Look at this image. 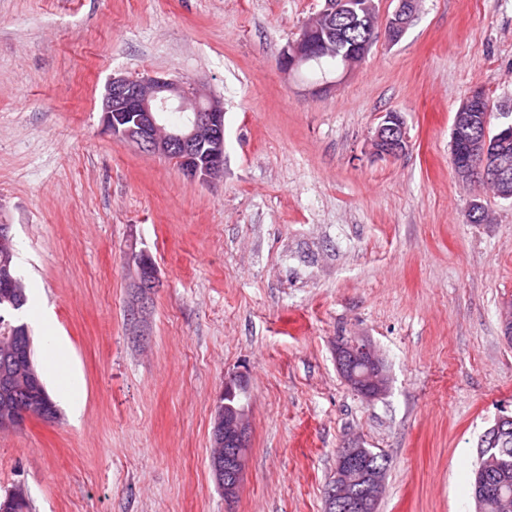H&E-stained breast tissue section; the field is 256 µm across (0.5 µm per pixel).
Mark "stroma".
I'll list each match as a JSON object with an SVG mask.
<instances>
[{
  "label": "stroma",
  "mask_w": 512,
  "mask_h": 512,
  "mask_svg": "<svg viewBox=\"0 0 512 512\" xmlns=\"http://www.w3.org/2000/svg\"><path fill=\"white\" fill-rule=\"evenodd\" d=\"M324 0H0V224L12 227L21 314L50 396L48 335L69 345L80 415L0 431V498L30 512H325L339 448L389 467L377 512H476L485 431L512 415V201L450 163L461 101L512 113V0H422L399 41L315 91L283 49ZM188 82L224 105V174L104 129L112 78ZM408 146L370 155L386 112ZM156 289L126 321L135 256ZM364 336L386 393L342 378L336 342ZM247 387L237 497L210 466L216 406Z\"/></svg>",
  "instance_id": "1"
}]
</instances>
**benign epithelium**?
<instances>
[{"label": "benign epithelium", "mask_w": 512, "mask_h": 512, "mask_svg": "<svg viewBox=\"0 0 512 512\" xmlns=\"http://www.w3.org/2000/svg\"><path fill=\"white\" fill-rule=\"evenodd\" d=\"M412 3L399 0L388 18L386 30L395 32L405 26ZM341 6L328 0L313 20L302 29L299 38L289 43L279 64L292 71L318 60L323 54L324 36L335 32L334 23ZM482 90L472 91L453 116L455 127L466 136L451 142L450 163L455 178L470 183L479 179L497 186L496 196L512 199V156L507 149L512 136V121H503L502 147L497 148L487 134L488 115L478 111L484 102ZM187 112V122L179 129L170 128L164 112L171 108ZM104 125L109 131L124 129L128 141L140 150L165 158H175L182 174L190 181L214 180L224 170V106L215 99H201L190 84L158 77L112 79L103 98ZM406 129L397 112H387L371 139V153L379 158H392L407 147ZM13 246L10 225L0 226V280L5 287L14 283L8 272V258ZM160 286L155 263L144 255L137 261L134 298L128 305L127 322L139 325L148 310L156 288ZM336 362L349 386L367 400L386 391L382 361L374 347L365 339L347 338L336 343ZM29 412L5 410L0 413V429H21ZM511 416L498 418L485 431L487 444L494 446L501 435L509 432ZM213 452L210 465L224 498H234L240 487L248 452L249 423L246 405L232 410L218 403L212 430ZM366 448L351 440L337 453L327 494L326 512L335 506L344 512H371L370 502L349 499V489L356 483L372 484L373 495L380 497L383 482L361 468V454Z\"/></svg>", "instance_id": "benign-epithelium-1"}]
</instances>
